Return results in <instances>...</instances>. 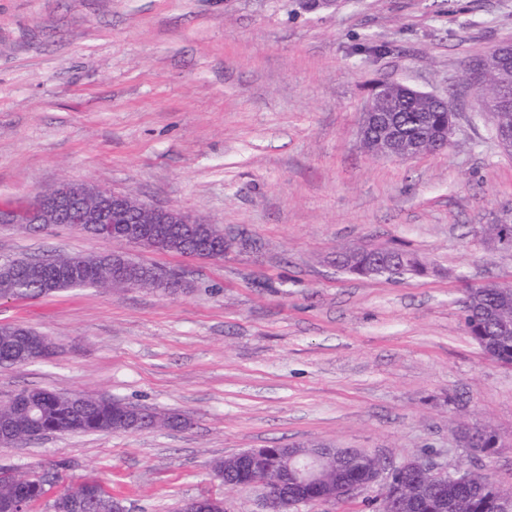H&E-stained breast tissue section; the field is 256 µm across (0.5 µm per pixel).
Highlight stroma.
<instances>
[{
	"label": "stroma",
	"mask_w": 512,
	"mask_h": 512,
	"mask_svg": "<svg viewBox=\"0 0 512 512\" xmlns=\"http://www.w3.org/2000/svg\"><path fill=\"white\" fill-rule=\"evenodd\" d=\"M512 42V0H0V205L89 183L216 225L217 260L131 248L180 269L189 290L80 288L0 299V325L49 336V359L0 366V402L80 392L176 412L186 427L54 433L0 445L16 474L88 476L127 512H178L223 496L216 461L248 448L327 444L383 461L431 450L476 468L460 426L491 428L489 461L512 488V368L468 334L467 286L512 287V153L477 103L470 68ZM383 46L378 56L360 44ZM376 79L448 98L444 150L366 152ZM404 246L426 275L339 271L357 247ZM122 245L66 226L0 224V259L102 254Z\"/></svg>",
	"instance_id": "35a3bbf8"
}]
</instances>
